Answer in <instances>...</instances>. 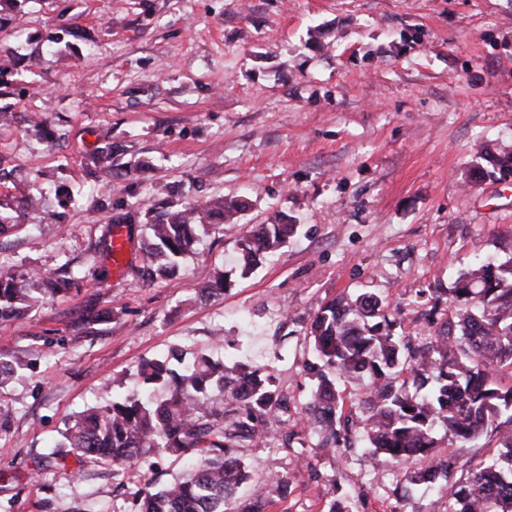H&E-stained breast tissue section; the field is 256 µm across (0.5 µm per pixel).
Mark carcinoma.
Masks as SVG:
<instances>
[{"label":"carcinoma","mask_w":512,"mask_h":512,"mask_svg":"<svg viewBox=\"0 0 512 512\" xmlns=\"http://www.w3.org/2000/svg\"><path fill=\"white\" fill-rule=\"evenodd\" d=\"M476 158L489 164L485 175L512 178V151L484 147ZM247 209L238 197L167 202L145 213L149 238L136 271L144 284L174 276L181 260L193 253L199 233L209 226L235 229V217ZM41 212L40 201L0 199V235ZM295 224L286 216L259 224L240 243L247 271L275 253ZM80 277L68 269L54 275L0 272V323L18 319L47 297L68 293ZM449 312L440 328L416 344L396 332L377 293L337 297L322 304L309 335L312 357L307 371L313 383L301 406L307 430L318 448L332 455L357 443L380 465L419 464L408 477L415 487L435 490L458 468L467 471L452 497L429 502L427 512H512V469L497 463H459L436 452L437 430L465 442L490 431L500 456L512 466V385L504 388L495 372L512 366V258L474 262L458 273L449 289ZM172 347L144 361L138 372L142 389L92 407L67 424L62 440L44 454L47 462L74 456L75 477L86 459L112 467L119 475L131 463L153 456L183 457L188 469L164 485L145 480L133 496L134 512H265L288 497V477L268 474L263 499H244L240 489L252 479L243 454L279 443L288 448L300 437L297 414L290 413L288 392L267 367L227 366L204 353L185 362ZM28 366L25 357L0 360V385ZM367 380L364 396L345 406L336 379ZM416 393L402 390L407 380ZM244 380V391L230 384ZM453 403H448V397Z\"/></svg>","instance_id":"obj_1"}]
</instances>
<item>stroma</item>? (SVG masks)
Returning <instances> with one entry per match:
<instances>
[{
	"label": "stroma",
	"mask_w": 512,
	"mask_h": 512,
	"mask_svg": "<svg viewBox=\"0 0 512 512\" xmlns=\"http://www.w3.org/2000/svg\"><path fill=\"white\" fill-rule=\"evenodd\" d=\"M10 56L0 196L43 198L48 217L0 239V270L68 263L83 281L0 325V357L30 354L0 389V512H130L140 466L35 471L69 419L131 388L142 361L176 345L248 359L299 405L323 302L377 293L398 332L428 336L447 312L437 291L475 258L512 256V183L474 172L480 144L512 142V0H18L0 11ZM34 116L61 128L59 145ZM106 144L108 169L92 160ZM60 184L75 202L59 222ZM234 195L250 200L237 229L202 236L175 277L102 276L92 246L114 221L134 265L147 208ZM280 212L299 217L296 235L242 274L241 236ZM220 272L228 288L205 294ZM90 303L116 318L77 330ZM315 443L250 449L251 468L289 480L268 512H328L344 495L349 512H424L421 493L394 494L409 469Z\"/></svg>",
	"instance_id": "obj_1"
}]
</instances>
